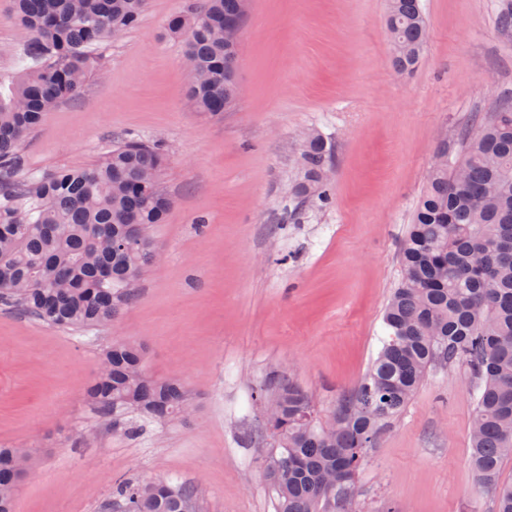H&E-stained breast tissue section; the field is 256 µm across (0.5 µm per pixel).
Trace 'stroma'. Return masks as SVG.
<instances>
[{"mask_svg": "<svg viewBox=\"0 0 512 512\" xmlns=\"http://www.w3.org/2000/svg\"><path fill=\"white\" fill-rule=\"evenodd\" d=\"M193 0H148L140 25L95 50L100 69L47 112L20 148V173L96 163L126 137L168 152L172 200L150 234L162 261L112 325L51 327L0 310V444L26 448L15 512H110L116 480L197 484L200 512H276L258 461L268 447L271 375L311 393L320 416L366 374L399 250L441 142L474 116L512 107V0H420L425 52L398 73L388 0H246L238 97L197 111L183 36L169 20ZM22 31L0 0V78ZM335 148L333 204L284 219L309 131ZM117 338L145 345V369L187 391L191 414L130 438L85 390ZM477 381L466 364L429 373L368 449L361 512H495L469 465Z\"/></svg>", "mask_w": 512, "mask_h": 512, "instance_id": "35a3bbf8", "label": "stroma"}]
</instances>
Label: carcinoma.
<instances>
[{
  "label": "carcinoma",
  "instance_id": "cac0c4a2",
  "mask_svg": "<svg viewBox=\"0 0 512 512\" xmlns=\"http://www.w3.org/2000/svg\"><path fill=\"white\" fill-rule=\"evenodd\" d=\"M148 0H12L27 43L7 93L0 92V304L59 328L104 326L135 300L139 282L159 260L150 236L170 199L161 145L129 138L96 164L47 178L15 179L18 151L46 112L77 95L97 70L93 49L134 29ZM243 18V0H204L173 17L187 36L198 73L195 106L220 116L236 97L238 48L224 35ZM387 29L399 72L419 63L427 22L420 0H389ZM460 156L435 167L400 251V278L385 305L381 347L361 383L323 427L312 396L274 377L261 395L273 444L260 456L277 512H358L354 476L368 448L409 404L428 373L466 363L478 380L470 462L494 491L498 512H512V484L498 481L512 456V109L476 119L460 134ZM333 148L320 134L302 146V177L286 218L312 202H332L325 172ZM87 399L105 422L136 437L141 419L182 416L189 398L176 382L144 368L140 343L115 339ZM30 452L0 446V512H14ZM200 489L188 483L123 480L112 512H199Z\"/></svg>",
  "mask_w": 512,
  "mask_h": 512
}]
</instances>
